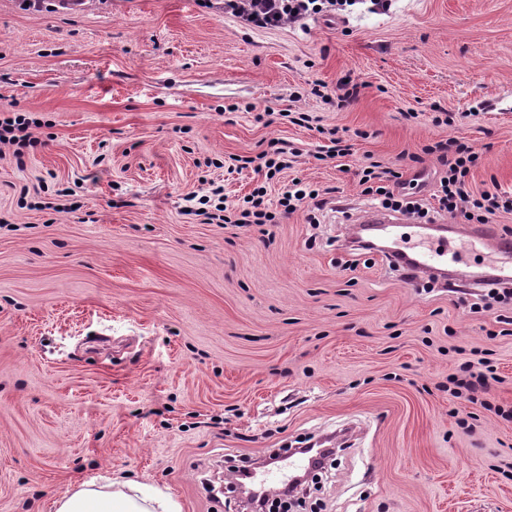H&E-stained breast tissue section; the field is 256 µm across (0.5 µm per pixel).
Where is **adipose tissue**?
<instances>
[{
  "instance_id": "ef3b65f1",
  "label": "adipose tissue",
  "mask_w": 512,
  "mask_h": 512,
  "mask_svg": "<svg viewBox=\"0 0 512 512\" xmlns=\"http://www.w3.org/2000/svg\"><path fill=\"white\" fill-rule=\"evenodd\" d=\"M56 512H177L169 495L149 491L129 481L114 489L83 482L55 503Z\"/></svg>"
}]
</instances>
